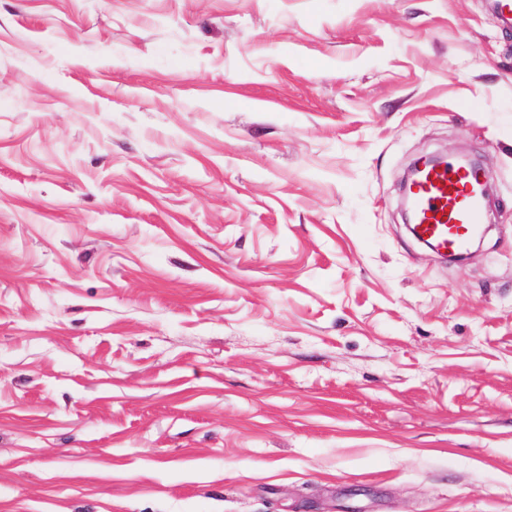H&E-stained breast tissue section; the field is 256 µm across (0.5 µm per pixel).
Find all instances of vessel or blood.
<instances>
[{"mask_svg":"<svg viewBox=\"0 0 512 512\" xmlns=\"http://www.w3.org/2000/svg\"><path fill=\"white\" fill-rule=\"evenodd\" d=\"M405 198L419 237L438 254H466L483 233L484 201L473 171L451 164L426 168Z\"/></svg>","mask_w":512,"mask_h":512,"instance_id":"obj_1","label":"vessel or blood"}]
</instances>
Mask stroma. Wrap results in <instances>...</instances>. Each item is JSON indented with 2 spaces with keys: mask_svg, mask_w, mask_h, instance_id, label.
Returning <instances> with one entry per match:
<instances>
[{
  "mask_svg": "<svg viewBox=\"0 0 512 512\" xmlns=\"http://www.w3.org/2000/svg\"><path fill=\"white\" fill-rule=\"evenodd\" d=\"M468 153L487 232L401 217ZM512 512V26L490 0H0V512Z\"/></svg>",
  "mask_w": 512,
  "mask_h": 512,
  "instance_id": "1",
  "label": "stroma"
}]
</instances>
